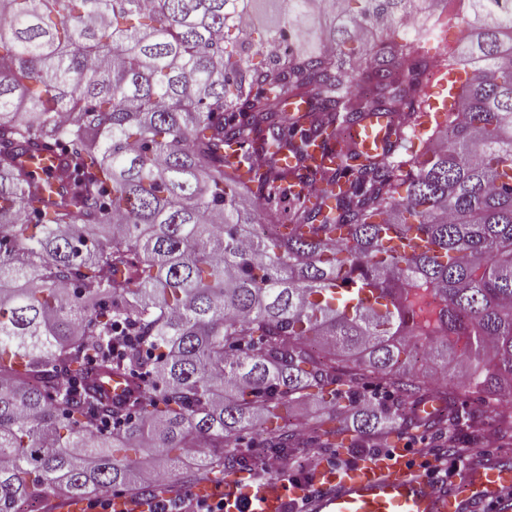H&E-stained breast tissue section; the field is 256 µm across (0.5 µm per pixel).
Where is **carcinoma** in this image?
Returning <instances> with one entry per match:
<instances>
[{"label": "carcinoma", "mask_w": 512, "mask_h": 512, "mask_svg": "<svg viewBox=\"0 0 512 512\" xmlns=\"http://www.w3.org/2000/svg\"><path fill=\"white\" fill-rule=\"evenodd\" d=\"M251 2L0 0V512L48 488L148 495L139 448L198 482L248 471L238 435L263 417L261 447L303 446L273 420L310 396L332 420L353 401L362 437L442 434L471 421L467 393L512 396V0H464L448 72L465 80L417 143L449 0H271L266 28ZM406 20L414 47L360 38ZM369 112L393 118L395 157L347 155L326 210L319 193L279 206L275 155ZM58 145L54 187L27 162ZM414 286L442 301L436 372L464 363L438 393L414 371ZM94 371L136 396L58 384ZM430 397L446 413L416 415Z\"/></svg>", "instance_id": "cac0c4a2"}]
</instances>
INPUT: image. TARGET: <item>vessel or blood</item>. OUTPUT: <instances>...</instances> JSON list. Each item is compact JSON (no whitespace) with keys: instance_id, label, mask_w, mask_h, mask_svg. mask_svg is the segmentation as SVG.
<instances>
[{"instance_id":"1","label":"vessel or blood","mask_w":512,"mask_h":512,"mask_svg":"<svg viewBox=\"0 0 512 512\" xmlns=\"http://www.w3.org/2000/svg\"><path fill=\"white\" fill-rule=\"evenodd\" d=\"M393 141L387 118L371 114L336 141L310 146L305 164L332 169L353 149L383 153ZM316 485V492L297 503L298 512H481L490 504L496 512H512V468L494 456L473 459L440 483L400 457L365 461L344 473L322 471ZM288 498L281 484H267L258 495V512H286Z\"/></svg>"}]
</instances>
